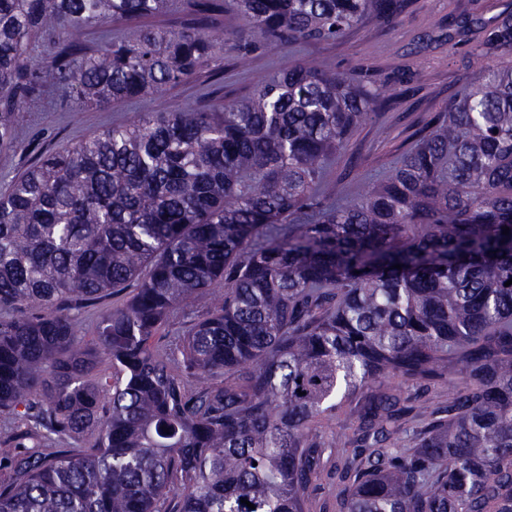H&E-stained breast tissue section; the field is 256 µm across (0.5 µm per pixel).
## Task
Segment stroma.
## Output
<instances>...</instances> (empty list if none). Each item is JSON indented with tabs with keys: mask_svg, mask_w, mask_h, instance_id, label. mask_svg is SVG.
<instances>
[{
	"mask_svg": "<svg viewBox=\"0 0 512 512\" xmlns=\"http://www.w3.org/2000/svg\"><path fill=\"white\" fill-rule=\"evenodd\" d=\"M512 10V0H408L390 20L368 18L336 41H301L277 51L258 48L244 62L225 57L223 74H199L173 87L98 108H78L73 90L45 85L17 109L19 147L0 153V193L44 152L73 145L104 129L129 123L142 112H171L184 106L212 107L221 97L248 94L288 60L303 59L345 73L369 64L393 97L379 106L373 122L353 133L329 173L331 183L351 198L415 140L416 133L454 93L478 74L468 55L483 39L482 20ZM471 23L449 37L460 16Z\"/></svg>",
	"mask_w": 512,
	"mask_h": 512,
	"instance_id": "obj_1",
	"label": "stroma"
}]
</instances>
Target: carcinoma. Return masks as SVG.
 I'll list each match as a JSON object with an SVG mask.
<instances>
[{
    "instance_id": "obj_1",
    "label": "carcinoma",
    "mask_w": 512,
    "mask_h": 512,
    "mask_svg": "<svg viewBox=\"0 0 512 512\" xmlns=\"http://www.w3.org/2000/svg\"><path fill=\"white\" fill-rule=\"evenodd\" d=\"M184 2L180 28L91 50L86 31L170 0H0V152L43 84L106 106L220 72L226 50L336 40L401 8ZM484 28L478 80L354 200L325 172L389 95L363 64L302 59L16 177L0 196V512H310L332 457L336 512H512V11ZM132 284L86 345L68 310ZM178 309L190 327L156 341ZM103 359L113 375H95ZM342 416L339 445L323 428Z\"/></svg>"
}]
</instances>
